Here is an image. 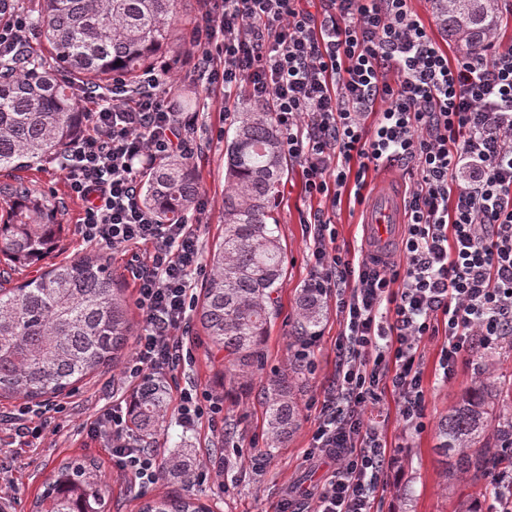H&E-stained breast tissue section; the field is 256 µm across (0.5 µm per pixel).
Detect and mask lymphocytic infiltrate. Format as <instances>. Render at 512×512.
<instances>
[{
	"label": "lymphocytic infiltrate",
	"instance_id": "obj_1",
	"mask_svg": "<svg viewBox=\"0 0 512 512\" xmlns=\"http://www.w3.org/2000/svg\"><path fill=\"white\" fill-rule=\"evenodd\" d=\"M409 0H224L191 33L207 81L273 112L281 149L298 159L305 194L364 203L370 166L404 164L401 261L354 256L322 211L307 222L314 285L336 296L337 384L321 409L314 448L336 468L308 512H371V494L396 457L367 407L391 385L401 418L424 427L421 343L441 336L439 367L512 335V42L495 39L455 58L441 50ZM168 65L136 84L97 92L89 131L71 142L63 170L81 201L78 233L90 246L145 247L128 271L145 321L130 379L164 377L190 358L184 330L189 275L200 265L198 227L164 224L141 201V174L171 155L191 156L190 123L163 81ZM222 400L181 390L187 423L217 424ZM128 412L99 409L91 430L112 440V464L147 486L157 457L130 443Z\"/></svg>",
	"mask_w": 512,
	"mask_h": 512
}]
</instances>
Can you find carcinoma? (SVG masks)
I'll use <instances>...</instances> for the list:
<instances>
[{
  "mask_svg": "<svg viewBox=\"0 0 512 512\" xmlns=\"http://www.w3.org/2000/svg\"><path fill=\"white\" fill-rule=\"evenodd\" d=\"M181 0H32L37 46L0 59V172L62 160L70 140L85 131L74 102L80 93L105 89L120 79L137 82L147 67L186 43L175 26ZM496 0H430L435 22L462 53L483 45L500 23ZM224 237L210 255L211 274L195 305V317L217 351L224 371L246 384L263 369L264 343L276 315L285 273V249L276 203L288 175L273 116L247 108L236 113L227 138ZM6 220L0 255L13 270L43 271L13 288H0V394L36 399L61 394L87 375L114 363L133 329L129 305L106 259L87 254L52 262L63 226L47 219L34 189L19 181L5 186ZM144 203L165 223L184 221L195 210L199 187L187 159L155 164L141 184ZM293 345L305 343L323 318L321 294L301 289ZM310 371L292 355L289 367L262 385L269 449L297 429V392ZM128 429L148 443L164 417L167 392L146 380L132 397ZM508 395L491 377L464 389L441 417L436 453L442 489L457 496L455 512H480L497 448L512 438ZM194 459L169 457L163 471L188 482ZM477 488L457 495L460 487ZM36 512H106L105 484L95 463L74 460L58 467L37 498ZM142 512H209L190 496L164 495Z\"/></svg>",
  "mask_w": 512,
  "mask_h": 512,
  "instance_id": "cac0c4a2",
  "label": "carcinoma"
}]
</instances>
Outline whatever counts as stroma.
I'll list each match as a JSON object with an SVG mask.
<instances>
[{
  "label": "stroma",
  "mask_w": 512,
  "mask_h": 512,
  "mask_svg": "<svg viewBox=\"0 0 512 512\" xmlns=\"http://www.w3.org/2000/svg\"><path fill=\"white\" fill-rule=\"evenodd\" d=\"M224 90L199 85L197 121L191 135L194 155L191 163L200 184V195L190 223L199 228L200 252L208 254L224 234L225 137L229 121L220 113ZM44 200L54 223L63 225L61 247L56 260H70L85 252L78 235L77 220L82 204L70 197L59 163L47 161L40 168L23 171ZM320 209L334 224L339 241L359 248L369 233L358 209L348 204H318L306 197L301 183L299 160L288 162V180L278 208L279 232L285 247L286 274L279 288V307L265 345V363L255 373L250 389L241 390L224 377L221 357L196 321H189L187 339L192 358L166 377L169 407L152 444L159 458L186 449L196 458L200 477L183 484L167 476L146 488L132 487L127 477L112 467L111 443L93 436L89 424L96 408L129 401L133 385L124 383L123 371L135 348L127 346L119 360L101 373L87 376L62 395L34 401L23 397H0V413L28 405L53 408L55 414L40 438L22 437L0 430V463L7 471L0 476V512H34V504L54 470L65 462L94 461L105 477L107 512H140L156 496L191 494L211 512H278L284 496L305 504L332 474L335 463L325 456H310L312 434L319 418L321 401L336 379V337L342 318L336 299L326 295V312L317 329L320 340L311 350L312 370L298 395L301 425L273 455H266L268 443L265 407L259 395L265 376L285 369L291 349L296 318L295 300L312 282L309 237L305 219ZM440 339L425 342L423 355L426 389V427H408L397 413L391 393H383L378 404L368 407L367 419L379 420L380 431L389 448L398 454L402 467L399 482L381 484L374 494L372 512H454L455 501L441 491L436 428L461 392L484 368H492L496 383L512 387V343L502 342L492 353L460 365L450 380L438 376ZM207 391L224 399V421L217 427L202 422L181 421L175 405L184 389Z\"/></svg>",
  "instance_id": "obj_1"
}]
</instances>
